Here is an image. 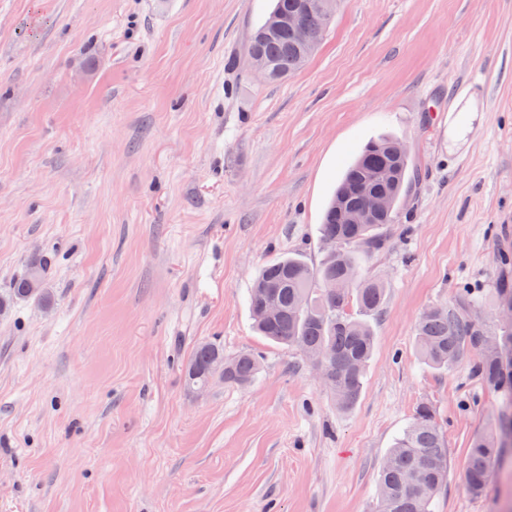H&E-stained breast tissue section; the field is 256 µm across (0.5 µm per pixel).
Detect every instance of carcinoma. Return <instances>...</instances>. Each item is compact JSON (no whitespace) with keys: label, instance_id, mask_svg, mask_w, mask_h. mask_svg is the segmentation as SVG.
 Here are the masks:
<instances>
[{"label":"carcinoma","instance_id":"obj_1","mask_svg":"<svg viewBox=\"0 0 512 512\" xmlns=\"http://www.w3.org/2000/svg\"><path fill=\"white\" fill-rule=\"evenodd\" d=\"M304 2L274 0L271 13H298ZM337 5L338 0H330L328 12L304 14L315 40H323ZM251 40L256 61L270 67L274 83L296 73L311 56L286 26L272 31L265 21ZM418 180V169L401 141L390 137L371 141L336 187L320 224L321 237L336 241V249L316 267L298 254L276 257L251 288L250 313L263 337L295 348L304 356L324 349L332 351L335 364L325 389L339 409L353 407L362 393L376 344L370 319L381 314L385 301V282L361 274L362 256L384 246L389 226L396 223L400 207ZM375 195L391 198L388 211L371 216L363 224L346 222L348 213L367 209ZM45 268V259H31L11 292L0 296V313L18 300L49 302L46 289L33 293L28 288L31 272L42 275ZM350 274L356 275L352 287L329 288ZM271 303L277 306V314L270 317L265 308ZM472 307V301L463 296L451 306L425 310L415 324V348L424 364L439 370L452 367L464 350H472L475 374L501 396L496 416L473 438L464 464L466 493L484 498L494 467H512V358L501 354L503 349H512V330L487 339ZM259 370L258 360L249 353L226 358L217 345L200 342L184 366V378L194 389L217 376L224 377L226 384L246 386ZM448 469L447 442L434 410L421 403L380 466L376 512H432L435 497L448 481Z\"/></svg>","mask_w":512,"mask_h":512}]
</instances>
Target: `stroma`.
Masks as SVG:
<instances>
[{"label": "stroma", "instance_id": "1", "mask_svg": "<svg viewBox=\"0 0 512 512\" xmlns=\"http://www.w3.org/2000/svg\"><path fill=\"white\" fill-rule=\"evenodd\" d=\"M272 0H0V295L34 256L54 303L0 315V512H375L379 465L420 403L452 468L433 512H512V472L469 497L497 411L473 372L425 366L414 325L468 292L486 334L512 281V0H340L271 84L246 45ZM383 135L421 176L385 248L362 395L336 408L259 336L260 268L312 265L346 166ZM211 341L245 388H188ZM224 362V368L218 362ZM260 370L258 360L250 353L225 358L224 351L210 342L198 343L184 366V378L190 388L208 385L216 376L224 375L225 384L247 386Z\"/></svg>", "mask_w": 512, "mask_h": 512}]
</instances>
